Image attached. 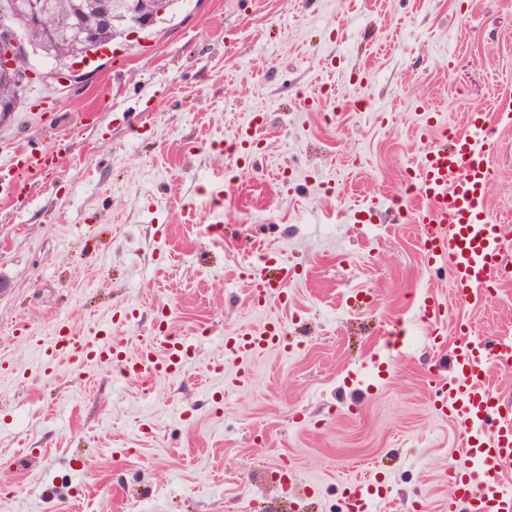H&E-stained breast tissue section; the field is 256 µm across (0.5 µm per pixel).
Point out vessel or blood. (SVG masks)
<instances>
[{
    "instance_id": "b4317fda",
    "label": "vessel or blood",
    "mask_w": 512,
    "mask_h": 512,
    "mask_svg": "<svg viewBox=\"0 0 512 512\" xmlns=\"http://www.w3.org/2000/svg\"><path fill=\"white\" fill-rule=\"evenodd\" d=\"M261 130L255 122L240 127L234 146L251 154L261 142ZM493 147L488 114L471 113L464 131L452 135L449 143L424 151L414 174L418 192L410 220L419 228L428 262L447 265L453 294L464 303L503 274L505 240L485 197ZM58 164L51 152L17 151L9 165L0 166V197L19 195L28 175L48 172ZM291 274L280 258L262 257L246 271L253 303L282 298ZM455 331L461 340L452 351L454 375L436 382L433 406L463 428L470 463L448 469L454 488L448 512H512V484L501 478L503 467L512 462V404L494 395L486 383L489 363L512 368V338L490 342L474 337L463 322ZM125 346L123 338L99 330L85 336L60 327L44 343L43 355L46 363L63 357L79 370L116 362L123 376L145 384L157 374L179 373L188 358V344L173 336L154 337L134 357L127 355ZM279 347L278 323L273 319L262 331L243 329L224 339L225 354L244 360ZM370 496L361 482L343 481L345 512H369Z\"/></svg>"
}]
</instances>
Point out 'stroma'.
Instances as JSON below:
<instances>
[{
  "instance_id": "1",
  "label": "stroma",
  "mask_w": 512,
  "mask_h": 512,
  "mask_svg": "<svg viewBox=\"0 0 512 512\" xmlns=\"http://www.w3.org/2000/svg\"><path fill=\"white\" fill-rule=\"evenodd\" d=\"M27 58L0 162L23 145L59 165L0 201V512H344L348 475L378 486L376 512H446L465 438L430 404L451 349L419 310L432 294L445 323L512 337V274L458 302L403 180L445 128L489 113L485 194L512 246V7L176 0L82 82ZM251 112L261 153L229 166ZM263 250L299 269L285 300L257 306L242 269ZM268 316L284 350L214 381L220 337ZM62 323L105 327L131 355L163 324L190 357L147 387L113 365L44 370L36 341Z\"/></svg>"
}]
</instances>
